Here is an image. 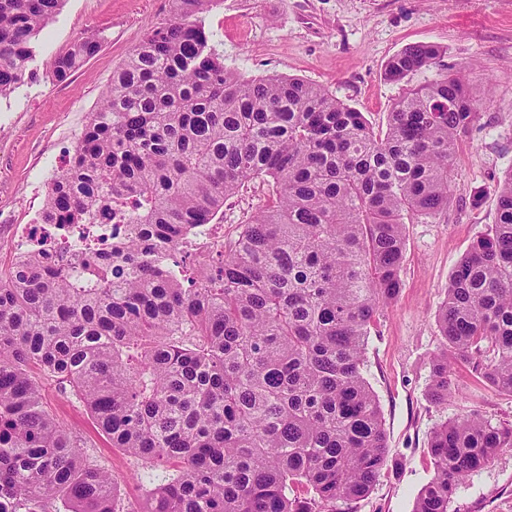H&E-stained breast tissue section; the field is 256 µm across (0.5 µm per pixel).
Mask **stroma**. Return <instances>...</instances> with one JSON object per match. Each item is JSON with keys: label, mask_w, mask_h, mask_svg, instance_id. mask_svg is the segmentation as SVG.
Instances as JSON below:
<instances>
[{"label": "stroma", "mask_w": 512, "mask_h": 512, "mask_svg": "<svg viewBox=\"0 0 512 512\" xmlns=\"http://www.w3.org/2000/svg\"><path fill=\"white\" fill-rule=\"evenodd\" d=\"M169 16L168 0H65L40 33L24 79L0 99V217L25 224L41 209L45 197L37 186L73 153L113 70ZM205 24L236 73L305 79L376 126L386 124L405 90L386 80L385 66L412 45L446 49L449 73L477 102L478 119L456 143L448 207L406 225L403 288L383 309L365 350V377L379 401L391 458L356 512H413L434 473L428 441L438 423L477 411L512 424V394L492 388L469 365H456L447 404L427 396L430 357L441 346L436 316L451 273L494 223L499 181L512 168V0H220ZM80 36L101 39L100 51L68 80L56 81L54 58ZM268 195L257 182L228 199L216 217L225 238ZM43 397L78 432L90 457L112 472L123 502L138 508L147 469L112 447L56 382L44 383ZM449 512H512V450L472 474Z\"/></svg>", "instance_id": "obj_1"}]
</instances>
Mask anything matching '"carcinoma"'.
Here are the masks:
<instances>
[{"label":"carcinoma","mask_w":512,"mask_h":512,"mask_svg":"<svg viewBox=\"0 0 512 512\" xmlns=\"http://www.w3.org/2000/svg\"><path fill=\"white\" fill-rule=\"evenodd\" d=\"M63 2L0 0V98ZM218 2L169 0L52 180L40 223L121 230L75 270L46 253L0 269V512H128L44 406L47 379L156 472L137 512H353L390 460L365 347L402 289L404 225L448 207L475 101L444 49L411 46L388 80L436 77L406 88L376 131L320 85L228 70L204 24ZM100 49L75 39L53 77ZM257 178L272 197L234 244L188 262L181 239ZM437 327L432 402L448 403L455 362L512 393V169ZM429 449L434 476L413 512H448L467 476L512 449V425L471 412L437 425Z\"/></svg>","instance_id":"carcinoma-1"}]
</instances>
